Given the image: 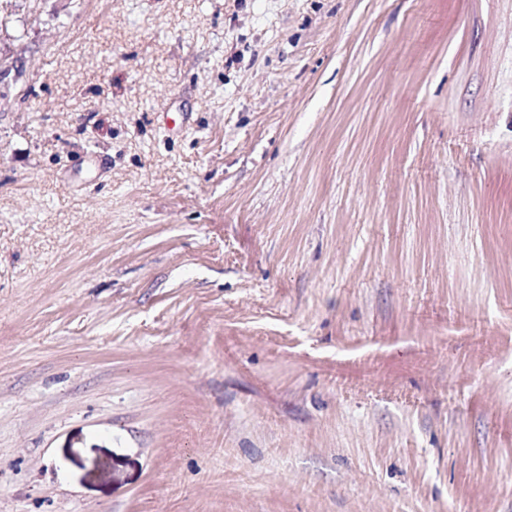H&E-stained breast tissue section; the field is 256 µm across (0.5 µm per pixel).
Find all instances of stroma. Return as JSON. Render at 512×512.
Segmentation results:
<instances>
[{
	"instance_id": "1",
	"label": "stroma",
	"mask_w": 512,
	"mask_h": 512,
	"mask_svg": "<svg viewBox=\"0 0 512 512\" xmlns=\"http://www.w3.org/2000/svg\"><path fill=\"white\" fill-rule=\"evenodd\" d=\"M0 512H512V0H0Z\"/></svg>"
}]
</instances>
